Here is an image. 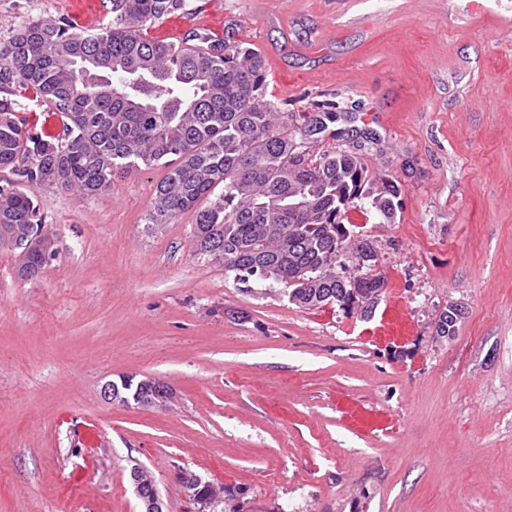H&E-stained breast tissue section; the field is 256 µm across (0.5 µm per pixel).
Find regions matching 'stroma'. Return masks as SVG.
<instances>
[{"instance_id":"1","label":"stroma","mask_w":512,"mask_h":512,"mask_svg":"<svg viewBox=\"0 0 512 512\" xmlns=\"http://www.w3.org/2000/svg\"><path fill=\"white\" fill-rule=\"evenodd\" d=\"M267 63L283 119L339 102L361 158L401 190L395 223L351 211L386 284L371 320L306 310L197 254L192 214L145 217L165 167L90 197L42 190L54 259L0 249V512H164L177 478L226 512H512V0H188ZM96 0H0V40ZM462 315L439 336L448 307ZM160 380L166 409L101 392ZM178 479L189 491V497L192 498L195 504L206 501L210 504V507H218L217 511L212 512H224L223 484L204 480L196 472L190 470H180Z\"/></svg>"}]
</instances>
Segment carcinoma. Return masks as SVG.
Masks as SVG:
<instances>
[{
	"instance_id": "1",
	"label": "carcinoma",
	"mask_w": 512,
	"mask_h": 512,
	"mask_svg": "<svg viewBox=\"0 0 512 512\" xmlns=\"http://www.w3.org/2000/svg\"><path fill=\"white\" fill-rule=\"evenodd\" d=\"M109 25L75 28L69 19H32L0 41V248L35 270L15 239L44 225L36 192L46 188L101 196L118 174L155 165L168 168L156 185L147 223L155 229L195 215V252L218 254L234 280H271L306 309L350 303L352 293L378 297L385 281L372 272V244L351 240L336 212L365 204L380 224H393L400 188L378 181L357 153L313 151L336 122V103L313 104L304 124L279 123L280 107L266 98L263 55L228 34L215 42L195 33L181 45L159 42L147 30L185 7V0H109ZM91 57L107 80L92 85L74 68ZM40 101L61 116L62 130L27 128L19 113ZM220 193H215L217 187ZM361 261L359 277L336 279V265ZM122 405L159 395L163 382L128 377L118 384ZM144 495L157 493L147 469L132 465ZM194 503L224 512V485L181 470Z\"/></svg>"
}]
</instances>
